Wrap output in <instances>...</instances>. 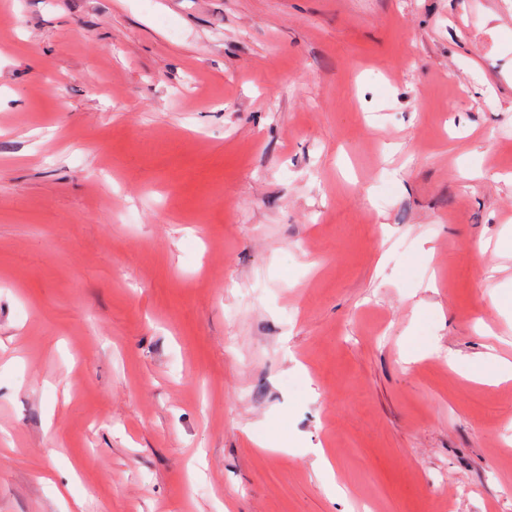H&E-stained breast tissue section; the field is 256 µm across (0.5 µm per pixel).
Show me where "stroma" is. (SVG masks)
<instances>
[{"label": "stroma", "instance_id": "obj_1", "mask_svg": "<svg viewBox=\"0 0 512 512\" xmlns=\"http://www.w3.org/2000/svg\"><path fill=\"white\" fill-rule=\"evenodd\" d=\"M490 353L512 0H0V512H512Z\"/></svg>", "mask_w": 512, "mask_h": 512}]
</instances>
